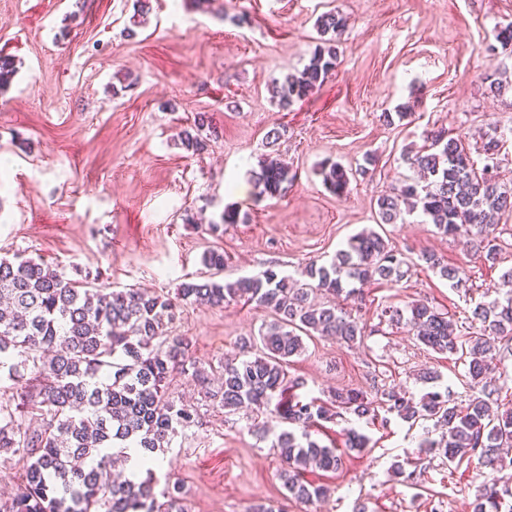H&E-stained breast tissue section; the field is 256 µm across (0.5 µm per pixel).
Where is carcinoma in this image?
Masks as SVG:
<instances>
[{
    "instance_id": "carcinoma-1",
    "label": "carcinoma",
    "mask_w": 512,
    "mask_h": 512,
    "mask_svg": "<svg viewBox=\"0 0 512 512\" xmlns=\"http://www.w3.org/2000/svg\"><path fill=\"white\" fill-rule=\"evenodd\" d=\"M317 28L324 40L309 63L275 85L274 98L282 110L323 84L338 65L336 39L345 32L346 18L326 12L317 19ZM207 131L215 133L209 117L198 113L193 125L181 132V144L188 151H200ZM426 139L427 144L407 158L420 178L406 177L377 199L380 223H395L401 205L410 202L438 233L472 237L476 245H484L486 258L496 260L497 245L487 237L503 215H512V186L495 174L500 141L490 138L475 159L445 130L431 131ZM288 174L287 165L265 160L257 174L261 193L278 196ZM322 174L329 191L347 193L350 177L341 165L333 163ZM240 223V212L226 206L210 230ZM227 260L218 249L203 257L216 276ZM421 260L442 278L459 281V270L435 254L424 253ZM405 264L402 254L377 232L364 229L330 263L307 266L303 274L312 284L306 287L290 275L267 269L233 282L185 281L170 296L79 284L34 258H1L0 371L7 370L17 403L0 405V455L24 461V476L9 497L0 498V512H187L177 483L167 481L155 491L158 478L151 466L137 481H112V465L128 458V449L137 448L142 458L152 461L178 430L196 425L193 410L170 397L176 376L195 382L204 397L229 411L260 409L288 396L285 419L301 428V435L283 431L271 448L285 463L281 477L291 499L325 498L328 489L304 481L303 472H336L346 450L367 447L368 437L354 428L344 430V450L311 438L308 428L334 419L337 407L370 420L380 409L406 422L434 419L448 432L423 447L441 449L448 465L475 460L492 474L512 468V458L503 455L504 448L512 447V407L492 410L491 401H500L501 388L487 384L498 344L512 342L511 288L502 298L476 303L468 319L479 328L465 339L448 314L423 302L408 305L407 316L398 308L389 311L388 322L411 327L424 346L469 358L471 394L459 404L438 392L416 401L394 387L381 389L375 400L352 389L336 391L328 404L302 403L290 394L301 385L288 377L287 365L289 358L302 353V335L336 336L346 342L364 335L359 320L338 311L334 303H311L309 291L336 296L355 292L351 285L356 282H398ZM238 301L270 309L275 320L259 331L263 356L245 358L256 338H240L238 356L224 360L220 385L213 389L210 375L192 357L189 340L172 333L177 308L188 303L222 307ZM471 506V512H502L503 496L486 483L476 490Z\"/></svg>"
}]
</instances>
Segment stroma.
Masks as SVG:
<instances>
[{"label":"stroma","mask_w":512,"mask_h":512,"mask_svg":"<svg viewBox=\"0 0 512 512\" xmlns=\"http://www.w3.org/2000/svg\"><path fill=\"white\" fill-rule=\"evenodd\" d=\"M135 0H0V54L17 73L0 91V258L33 257L71 280L174 293L187 277L210 272L205 251L224 250L222 277L234 281L272 268L300 277L329 262L363 228H376L405 254L401 281L370 282L337 308L366 322L361 341L305 339L287 370L300 378L298 400L328 401L355 389L374 399L397 386L414 398L452 392L466 399L462 361L433 352L406 326L382 317L423 300L454 319L497 297L512 268V216L496 230L490 262L462 239L445 237L419 214L379 223L376 200L410 170L403 155L429 131L447 129L478 154L488 136L503 139L500 176L512 185V89L488 90L500 55L494 29L512 23V0H150L134 26ZM337 10L348 26L336 44L340 64L307 98L282 110L274 81L303 69L320 42L317 18ZM248 15L235 25L233 17ZM404 111L383 123L381 113ZM218 134L187 152L180 133L197 113ZM281 128L277 151L265 135ZM293 176L280 196L255 182L269 153ZM375 163L365 166V156ZM350 173L336 196L322 164ZM246 221L212 234L225 206ZM431 252L465 274L451 285L421 261ZM249 304L187 305L174 324L208 373L238 352L240 337L272 321ZM175 401L195 408L198 426L164 449L163 473L183 487L188 512H250L265 502L282 512H471L482 478L475 466L449 468L439 450L423 452L441 427L379 413L368 421L339 412L310 429L322 444L344 443L356 428L370 443L342 471L307 474L327 485L325 500L284 499L271 436L288 426L274 408L224 410L189 379H174ZM266 425L261 438L254 423ZM403 463V474L391 466Z\"/></svg>","instance_id":"stroma-1"}]
</instances>
